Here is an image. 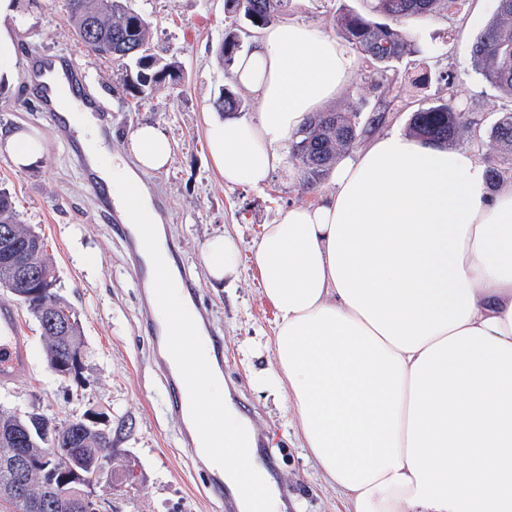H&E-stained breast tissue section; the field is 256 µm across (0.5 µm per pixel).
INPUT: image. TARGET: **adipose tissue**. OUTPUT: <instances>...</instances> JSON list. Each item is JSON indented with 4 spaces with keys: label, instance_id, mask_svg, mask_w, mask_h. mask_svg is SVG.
<instances>
[{
    "label": "adipose tissue",
    "instance_id": "adipose-tissue-1",
    "mask_svg": "<svg viewBox=\"0 0 512 512\" xmlns=\"http://www.w3.org/2000/svg\"><path fill=\"white\" fill-rule=\"evenodd\" d=\"M20 0H0V89L16 85ZM355 59L303 24H272L231 79L254 93L246 122L210 118L212 165L260 187L282 143L336 98ZM44 139L0 135L35 168ZM145 170L172 155L164 129L137 126ZM334 190L262 227L252 249L276 311L273 358L253 380L293 409L308 456L347 512H512V182L464 149L389 133L337 161ZM204 265L235 280V240L211 236Z\"/></svg>",
    "mask_w": 512,
    "mask_h": 512
}]
</instances>
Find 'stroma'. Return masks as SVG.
<instances>
[{"label":"stroma","mask_w":512,"mask_h":512,"mask_svg":"<svg viewBox=\"0 0 512 512\" xmlns=\"http://www.w3.org/2000/svg\"><path fill=\"white\" fill-rule=\"evenodd\" d=\"M337 2L292 0L283 20L331 36ZM133 5L151 23L153 55L162 63L178 61L181 67L179 81L158 85L139 107L125 102L118 89L124 66L103 62L76 43L64 0L26 4L29 20L20 27L19 40L32 50L19 55L17 86L0 90V129H36L45 139L46 152L41 164L26 172L16 171L1 154L0 188L13 194L22 220L44 237L58 270L59 292L82 322L88 356L81 381L57 376L46 363L36 321L10 294L0 292V303H13L31 354L27 372L0 384V407L34 410L58 423L79 418L92 407L105 408L115 451L112 478L97 488L103 512H224L204 469L181 444L180 420L166 409V383L157 370L161 352L153 348L143 318L152 288L133 272L132 245L108 221L87 185L83 148L69 144L35 108L26 72L31 55L65 54L87 65L89 91L112 114L110 128L98 129V136L125 150L133 129L157 123L171 140L169 168L139 172V182L147 195L159 200L161 235L171 239L176 260L198 288L224 340V383L251 420L270 475L288 493V512H344L335 487L306 461L295 415L265 400L250 373L269 359L264 345L275 323V311L260 292L251 247L263 225L274 223L281 210L319 200L333 190L334 181L325 179L315 191L302 192L300 172L287 160L262 188L225 185L208 156L204 120L231 84L215 50L234 15L227 12L225 0H133ZM496 8L497 0H459L456 12L410 22L406 29L423 50L429 83L415 92L404 85L394 97H384L370 87L359 67L330 109H343L360 93L367 102L362 120L377 111L386 113L376 133L405 134L415 110L455 91L479 122L477 131L458 140V147L494 166L498 157L486 131L497 113L512 109V98L482 79L471 48ZM443 71L449 72L450 81L440 80ZM216 233L232 236L239 245L242 268L234 282L217 284L206 274L203 244Z\"/></svg>","instance_id":"obj_1"}]
</instances>
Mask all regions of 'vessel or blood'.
<instances>
[{
    "mask_svg": "<svg viewBox=\"0 0 512 512\" xmlns=\"http://www.w3.org/2000/svg\"><path fill=\"white\" fill-rule=\"evenodd\" d=\"M29 74L37 90V98L42 110L53 127L67 138L78 135L75 123L67 121L56 106V96L60 87H67L73 93L71 106L75 111L103 117L104 111L98 100L82 93L80 87L85 82L86 72L72 57L52 54L31 61ZM29 367V350L22 335L14 308L7 303L0 304V382L8 383ZM160 370L169 384L168 406L183 424L181 441L197 463L207 468L212 485L219 496L225 497L227 512H234L236 503L229 496L224 484V471L206 457L200 437L195 427L189 426V396L182 377L172 357H164Z\"/></svg>",
    "mask_w": 512,
    "mask_h": 512,
    "instance_id": "b4317fda",
    "label": "vessel or blood"
}]
</instances>
